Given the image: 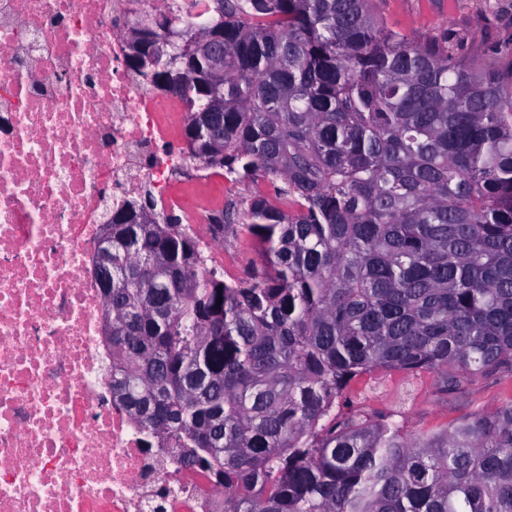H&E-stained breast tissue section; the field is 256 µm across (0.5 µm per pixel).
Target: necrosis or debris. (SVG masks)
Masks as SVG:
<instances>
[{"label":"necrosis or debris","instance_id":"4bbe7bcc","mask_svg":"<svg viewBox=\"0 0 512 512\" xmlns=\"http://www.w3.org/2000/svg\"><path fill=\"white\" fill-rule=\"evenodd\" d=\"M173 0H0V512H224V488L148 450L102 367L90 270L115 197L151 184L185 224L186 109L125 64L127 17Z\"/></svg>","mask_w":512,"mask_h":512}]
</instances>
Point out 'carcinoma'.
Listing matches in <instances>:
<instances>
[{
    "label": "carcinoma",
    "instance_id": "1",
    "mask_svg": "<svg viewBox=\"0 0 512 512\" xmlns=\"http://www.w3.org/2000/svg\"><path fill=\"white\" fill-rule=\"evenodd\" d=\"M208 2L130 66L181 98L192 158L265 181L241 223L213 216L259 263L228 282L178 216L112 220V403L216 477L224 512H512V398L413 433L351 388L512 376V54L465 61L380 0ZM208 28L221 76L182 52ZM406 381V374L400 371H375L358 377L352 385L355 389H361L366 385L382 383L385 390L367 402L370 409H385L391 407L393 392Z\"/></svg>",
    "mask_w": 512,
    "mask_h": 512
}]
</instances>
